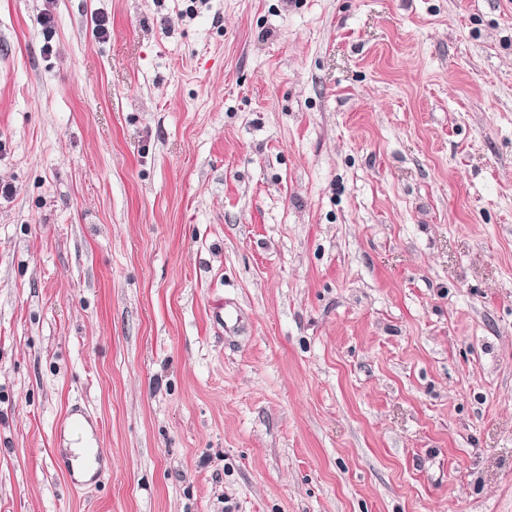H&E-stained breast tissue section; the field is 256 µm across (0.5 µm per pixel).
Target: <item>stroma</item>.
<instances>
[{
  "mask_svg": "<svg viewBox=\"0 0 512 512\" xmlns=\"http://www.w3.org/2000/svg\"><path fill=\"white\" fill-rule=\"evenodd\" d=\"M1 183L0 512H512V0H0Z\"/></svg>",
  "mask_w": 512,
  "mask_h": 512,
  "instance_id": "1",
  "label": "stroma"
}]
</instances>
